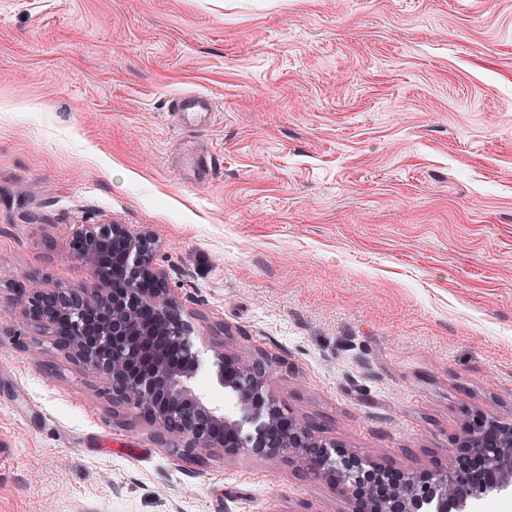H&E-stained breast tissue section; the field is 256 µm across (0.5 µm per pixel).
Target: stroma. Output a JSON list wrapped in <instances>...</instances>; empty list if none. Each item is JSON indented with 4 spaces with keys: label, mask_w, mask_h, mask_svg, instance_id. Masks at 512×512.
<instances>
[{
    "label": "stroma",
    "mask_w": 512,
    "mask_h": 512,
    "mask_svg": "<svg viewBox=\"0 0 512 512\" xmlns=\"http://www.w3.org/2000/svg\"><path fill=\"white\" fill-rule=\"evenodd\" d=\"M108 222L155 237L214 405L220 325L327 440L446 464L466 408L512 418V0H0V512H350L281 458L172 456L22 317ZM169 107L178 125L185 129L207 125L213 111L212 103L206 96L192 92L174 95Z\"/></svg>",
    "instance_id": "stroma-1"
}]
</instances>
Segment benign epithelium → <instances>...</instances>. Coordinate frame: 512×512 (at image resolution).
I'll return each mask as SVG.
<instances>
[{"instance_id": "obj_1", "label": "benign epithelium", "mask_w": 512, "mask_h": 512, "mask_svg": "<svg viewBox=\"0 0 512 512\" xmlns=\"http://www.w3.org/2000/svg\"><path fill=\"white\" fill-rule=\"evenodd\" d=\"M156 240L126 224H83L71 240L92 287L31 288L23 316L50 331L56 347L105 383L112 404L130 409L161 446L226 456L280 457L340 491L353 512H465L476 495L512 488V419L467 412L444 468L401 471L362 460L326 442L274 394L264 362L248 363L224 343L212 349L213 377L235 401L226 414L194 391L201 364L167 273L155 267ZM112 261H107V257Z\"/></svg>"}]
</instances>
